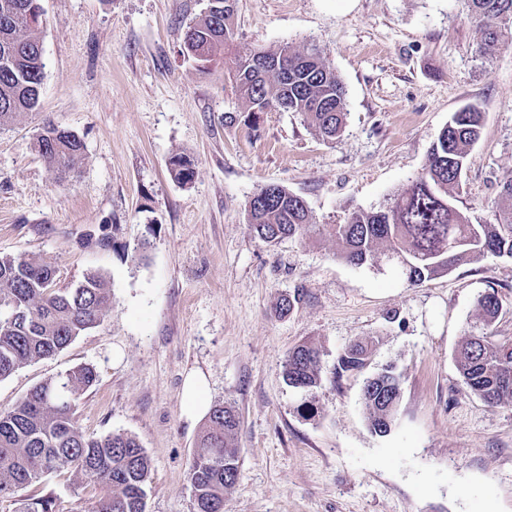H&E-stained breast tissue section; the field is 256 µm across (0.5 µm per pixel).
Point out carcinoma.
Listing matches in <instances>:
<instances>
[{
	"instance_id": "1",
	"label": "carcinoma",
	"mask_w": 512,
	"mask_h": 512,
	"mask_svg": "<svg viewBox=\"0 0 512 512\" xmlns=\"http://www.w3.org/2000/svg\"><path fill=\"white\" fill-rule=\"evenodd\" d=\"M470 17L482 33L479 52L500 45L501 26L512 22V0H467ZM235 11L219 18L207 12L187 29L182 53L203 69L217 60L246 105L247 124L280 101L300 113L321 137L333 140L345 123L346 89L315 47L293 48L288 68L261 71L253 54L233 47ZM43 25L39 0H0V127L33 110L44 80ZM484 115L468 105L453 113L433 143L424 171L393 201L378 210H355L342 224L330 226L340 255L354 265L373 264L382 251L397 263L410 283L446 273L471 259L493 255L512 258V174L502 183L495 223L473 224L454 203L469 149L481 136ZM36 148L57 177H66L82 156L81 138L52 122L43 125ZM171 175L188 182L191 162L171 160ZM249 230L275 244L307 235L315 224L303 198L281 185L261 188L248 202ZM55 271L33 258L0 256V380L21 365L54 355L80 333L98 325L109 304L102 274L89 272L76 287H53ZM483 326L464 336L457 353L463 383L491 406L512 403V340L496 339L488 329L502 306L495 292L476 301ZM367 346L357 343L340 357L343 372L364 365ZM320 351L303 343L289 353L284 376L289 386L311 390L321 384ZM96 381L90 366L70 369L34 387L17 405L0 413V496L16 495L42 477L72 468L104 495L94 512H145L150 459L138 440L124 432L87 438L76 421V400ZM401 398L399 378L389 371L368 378L362 399L371 429L390 430ZM240 426L231 405L215 406L201 432L189 466L192 512H224V496L235 484L239 458L232 442ZM17 512H58L56 497L18 499Z\"/></svg>"
}]
</instances>
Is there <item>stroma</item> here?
I'll use <instances>...</instances> for the list:
<instances>
[{
  "label": "stroma",
  "mask_w": 512,
  "mask_h": 512,
  "mask_svg": "<svg viewBox=\"0 0 512 512\" xmlns=\"http://www.w3.org/2000/svg\"><path fill=\"white\" fill-rule=\"evenodd\" d=\"M40 105L0 128V255L38 259L56 286L100 272L102 322L55 355L0 381V411L79 365L97 381L77 404L82 432H125L151 461L146 512H191L188 469L207 422L185 415L187 376L208 406L232 404L238 479L224 512H512V404L486 405L463 384L456 349L493 290L494 336L512 337V258L487 255L410 284L379 259L357 266L327 231L355 208L383 207L425 167L450 115L485 114L457 206L495 221L512 172V27L494 56L467 0H238L241 51L314 45L347 89V116L327 142L294 112L257 129L227 124L244 106L223 65L183 57L207 0H41ZM84 151L57 180L36 149L45 122ZM177 154L194 167L173 179ZM276 183L304 198L314 233L270 246L248 229L247 202ZM296 301L289 314L276 304ZM365 367L337 373L350 344ZM321 351L318 388L288 386L295 345ZM395 366L402 397L389 435L371 431L361 390ZM59 512H93L103 491L70 469L25 493Z\"/></svg>",
  "instance_id": "obj_1"
}]
</instances>
